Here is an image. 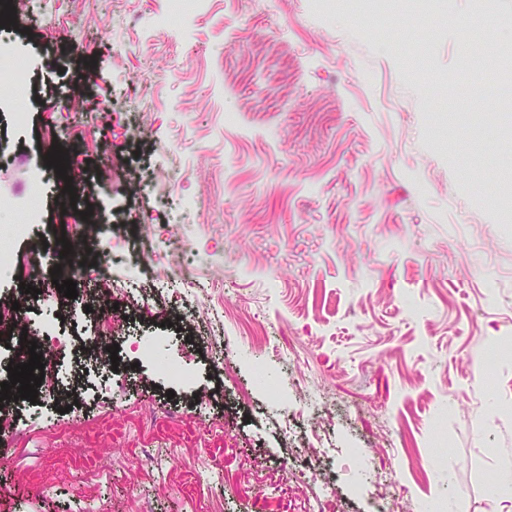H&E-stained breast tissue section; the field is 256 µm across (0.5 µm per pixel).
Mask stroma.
I'll list each match as a JSON object with an SVG mask.
<instances>
[{
  "label": "stroma",
  "instance_id": "stroma-1",
  "mask_svg": "<svg viewBox=\"0 0 512 512\" xmlns=\"http://www.w3.org/2000/svg\"><path fill=\"white\" fill-rule=\"evenodd\" d=\"M433 9L51 0L0 27L31 77L0 109V222L49 138L79 143L75 209L47 173L43 224L0 236V252L40 256L35 296L0 266L27 330L0 341V383L28 339L58 344L78 391L65 414L51 398L0 408V512H309L327 480L326 512H378L389 485L402 512L512 495V83L488 64L512 0H487L479 50L456 26L474 0ZM72 85L84 112L64 103ZM59 225L78 263L124 244L127 263L88 276L136 291L125 318L45 291ZM173 233L194 287L136 259ZM173 361L192 384L166 376ZM311 457L324 476L297 485Z\"/></svg>",
  "mask_w": 512,
  "mask_h": 512
}]
</instances>
